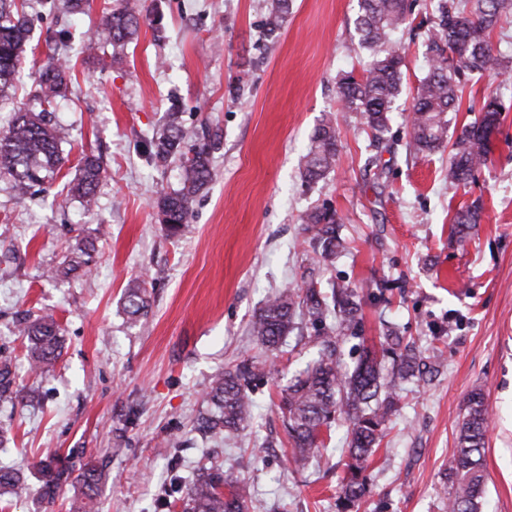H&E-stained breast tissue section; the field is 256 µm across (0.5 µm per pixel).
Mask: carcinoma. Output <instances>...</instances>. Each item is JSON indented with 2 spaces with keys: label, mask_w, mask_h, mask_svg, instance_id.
Masks as SVG:
<instances>
[{
  "label": "carcinoma",
  "mask_w": 512,
  "mask_h": 512,
  "mask_svg": "<svg viewBox=\"0 0 512 512\" xmlns=\"http://www.w3.org/2000/svg\"><path fill=\"white\" fill-rule=\"evenodd\" d=\"M27 0H0V98L13 87L18 68L30 40L31 21ZM292 0H268V33L273 36L288 15ZM140 0H124L120 8L105 13L97 26L96 44L123 47L140 28ZM409 0H360L357 30L360 44L373 57L360 76L346 71L338 82L339 111L355 114L364 129L378 143L389 132L393 105L402 83L404 56L392 46L397 31L409 23ZM512 16V0H459L440 2L433 26V63L419 87L410 117L408 148L426 156L440 149L448 137L447 113L459 109V76L462 70L491 72L500 60L486 39V32ZM70 66L61 58H50L41 68L36 91L31 95L41 110L20 108L7 129L0 131V176L7 177L12 190L24 195L32 188L53 180L65 164L60 150L59 129L49 118L47 106L63 96L70 82ZM504 106L499 97H484L481 116L463 127L448 166V182L465 184L474 172L488 164L491 132L498 128ZM337 121L328 119L315 129L301 160V176L308 182L325 178L336 165ZM217 137L196 144L191 155L182 152L184 131L177 104H172L169 123L155 141V157L167 160L180 155V187L160 195L157 208L160 223L170 236H180L191 224L195 198L207 187L212 172L210 153ZM103 165L99 157H83L79 172L70 183L85 210L97 201ZM478 220L472 208L457 213L451 239L463 248L471 225ZM313 232L315 254L324 264H332L345 249L339 234L335 210L322 207L304 218ZM90 245L77 240L69 261L50 272V278L90 272ZM150 295L143 280H134L124 289V313L132 322L147 315ZM308 319L320 327L317 357L297 370L283 387L279 410L284 418L292 459L305 464L321 455L323 433H331L335 422L347 425L344 454L345 475L336 495V512H359L368 492L367 471L372 457L386 436L387 422L395 411L401 382L417 377L420 356L406 337L386 326L384 339L394 355L391 372L384 373L376 352L362 347L357 361L347 367L342 360V343L359 335L362 321L360 303L349 285L337 283L326 291L311 281L300 288H286L269 299L254 317L251 333L261 347L277 355L287 337ZM19 334L26 338V357L32 370L49 372L62 354L64 336L54 315H28L19 320ZM265 373L254 360L241 362L213 379L204 400L205 412L197 419V430L215 439H230L245 430L254 417L255 402L249 380ZM15 385L11 359H0V402L34 401ZM489 413L484 394L471 392L459 426L456 451L448 459V512H482L486 488V437ZM39 495L49 504L65 491H73L71 512H92L101 485L108 475L90 460L71 450L39 461ZM20 498L29 493L19 468L0 466V496ZM252 499L250 484L229 468H203L184 490L182 512H246Z\"/></svg>",
  "instance_id": "1"
}]
</instances>
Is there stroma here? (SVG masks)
Masks as SVG:
<instances>
[{
	"instance_id": "1",
	"label": "stroma",
	"mask_w": 512,
	"mask_h": 512,
	"mask_svg": "<svg viewBox=\"0 0 512 512\" xmlns=\"http://www.w3.org/2000/svg\"><path fill=\"white\" fill-rule=\"evenodd\" d=\"M86 14L34 7L32 38L11 98L0 101V129L28 103L50 56L69 60V89L56 106L65 164L45 195L21 197L0 178V357L34 403L0 405V465L26 472L76 449L109 475L99 512H182L180 496L200 468H234L251 485L248 512H336L344 475V427L307 465L289 460L278 391L313 358L312 339L283 346L277 373L252 384V428L217 442L195 431L211 379L261 356L249 334L272 295L313 279L345 281L358 294L362 337L379 345L381 324L396 323L421 353L443 351L437 373L402 386L388 435L369 469L360 512H448L445 471L467 395L483 390L490 415L484 512H512V80L461 76L456 140L484 94L497 91L500 117L492 161L465 185L448 182L449 145L426 157L406 154L408 117L428 50L438 0H413L399 34L406 68L388 139L375 150L354 115L338 114L337 83L362 71L359 0H292L278 36H267L266 0H146L137 41L119 49L85 46L104 9ZM178 104L186 146L218 131L212 180L194 203L187 233L167 236L156 201L180 185L181 162H159L152 143ZM337 116L334 172L305 183L300 159L314 129ZM104 166L97 205L85 212L68 188L82 154ZM480 207L466 250L450 238L462 208ZM328 205L348 249L333 265L313 262L303 218ZM81 225L93 241L91 274L53 280ZM141 277L151 309L127 321L123 293ZM54 313L65 344L49 374L30 372L16 320ZM266 452L252 457L254 445Z\"/></svg>"
}]
</instances>
